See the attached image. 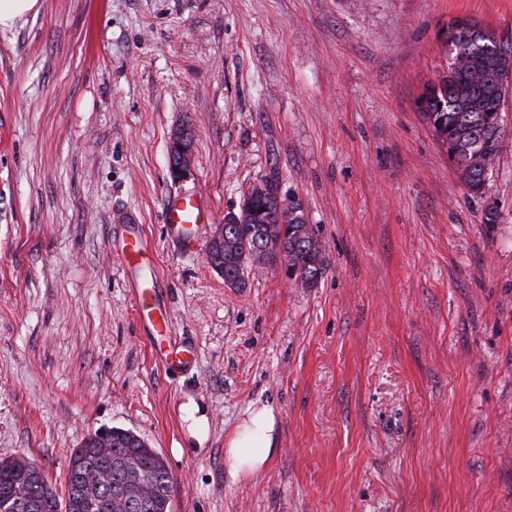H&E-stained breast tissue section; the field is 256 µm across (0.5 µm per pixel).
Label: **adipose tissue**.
Wrapping results in <instances>:
<instances>
[{"label":"adipose tissue","instance_id":"adipose-tissue-1","mask_svg":"<svg viewBox=\"0 0 512 512\" xmlns=\"http://www.w3.org/2000/svg\"><path fill=\"white\" fill-rule=\"evenodd\" d=\"M277 414L272 406L249 407L224 448V460L234 475L264 469L276 452Z\"/></svg>","mask_w":512,"mask_h":512}]
</instances>
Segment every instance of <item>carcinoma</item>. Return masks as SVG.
<instances>
[{
  "label": "carcinoma",
  "instance_id": "carcinoma-1",
  "mask_svg": "<svg viewBox=\"0 0 512 512\" xmlns=\"http://www.w3.org/2000/svg\"><path fill=\"white\" fill-rule=\"evenodd\" d=\"M451 59L458 62L453 79L429 88L420 104L435 133L448 144L452 161L474 158L477 164L464 175L471 194L482 196L488 178L483 169L495 164L503 131L489 123L490 111L500 105L502 93L493 79L497 53L486 48L478 32L453 36ZM268 197L244 196L239 211L227 216L250 219L228 224L224 243L215 254L224 259V273L245 281L252 248L259 244L284 252L301 286H314L325 273L324 258L314 228L309 224H273L267 220ZM106 471L108 482L95 486L89 472ZM172 478L165 459L127 437L112 438L103 452L86 447L70 457L63 496H58L33 461L24 456L0 460V500L27 501L26 512H113L123 501L126 512H166Z\"/></svg>",
  "mask_w": 512,
  "mask_h": 512
}]
</instances>
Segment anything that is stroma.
Returning <instances> with one entry per match:
<instances>
[{
  "label": "stroma",
  "mask_w": 512,
  "mask_h": 512,
  "mask_svg": "<svg viewBox=\"0 0 512 512\" xmlns=\"http://www.w3.org/2000/svg\"><path fill=\"white\" fill-rule=\"evenodd\" d=\"M461 18L512 44V0H43L0 27V460L60 493L107 426L162 454L172 512H512V100L480 197L419 104ZM265 181L316 230L314 287L256 264L234 290L208 262ZM198 191L187 246L164 215ZM174 341L191 369L167 365ZM253 403L278 451L237 477L225 442ZM194 136L190 128H176L169 138L168 166L171 178L180 181L192 173ZM120 257L129 266L141 267L148 260L142 237L133 234V240L126 239Z\"/></svg>",
  "instance_id": "stroma-1"
}]
</instances>
